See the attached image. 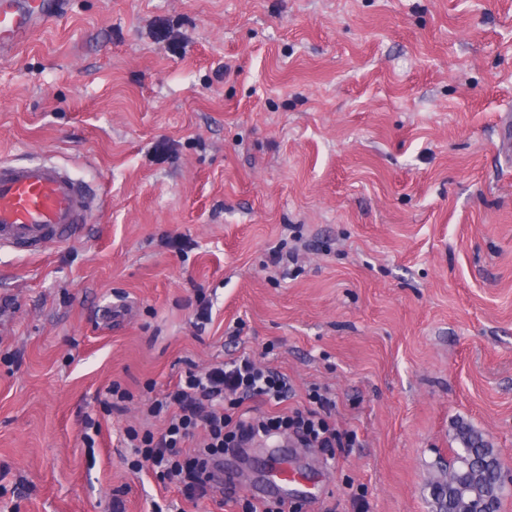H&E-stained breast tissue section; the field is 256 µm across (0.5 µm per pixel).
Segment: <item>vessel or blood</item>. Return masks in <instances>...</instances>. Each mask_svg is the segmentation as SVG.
Returning a JSON list of instances; mask_svg holds the SVG:
<instances>
[{
	"instance_id": "1",
	"label": "vessel or blood",
	"mask_w": 512,
	"mask_h": 512,
	"mask_svg": "<svg viewBox=\"0 0 512 512\" xmlns=\"http://www.w3.org/2000/svg\"><path fill=\"white\" fill-rule=\"evenodd\" d=\"M62 9L63 0H0V58L14 55ZM90 215L86 196L65 167L0 161V246L35 251L71 241ZM269 474L273 485L282 489L305 480L282 454L270 455Z\"/></svg>"
}]
</instances>
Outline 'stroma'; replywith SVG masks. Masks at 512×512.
Instances as JSON below:
<instances>
[{
  "label": "stroma",
  "mask_w": 512,
  "mask_h": 512,
  "mask_svg": "<svg viewBox=\"0 0 512 512\" xmlns=\"http://www.w3.org/2000/svg\"><path fill=\"white\" fill-rule=\"evenodd\" d=\"M507 114L512 0H67L0 59V158H51L100 208L0 250V512H238L131 473L121 435L244 351L357 434L332 465L289 451L301 512H433L462 425L512 463ZM272 446L229 459L238 499L267 497Z\"/></svg>",
  "instance_id": "obj_1"
}]
</instances>
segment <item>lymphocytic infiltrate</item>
<instances>
[{
  "instance_id": "obj_1",
  "label": "lymphocytic infiltrate",
  "mask_w": 512,
  "mask_h": 512,
  "mask_svg": "<svg viewBox=\"0 0 512 512\" xmlns=\"http://www.w3.org/2000/svg\"><path fill=\"white\" fill-rule=\"evenodd\" d=\"M290 391L286 373L260 365L247 352L201 373L186 371L145 405L147 416L163 419V429L126 431L134 451L129 468L153 470L194 503L216 491L225 453L249 443L290 435L302 445L330 450L355 441V434L337 431L336 402L328 390L311 387L306 409L287 407ZM256 399L267 404L266 412L253 408Z\"/></svg>"
}]
</instances>
